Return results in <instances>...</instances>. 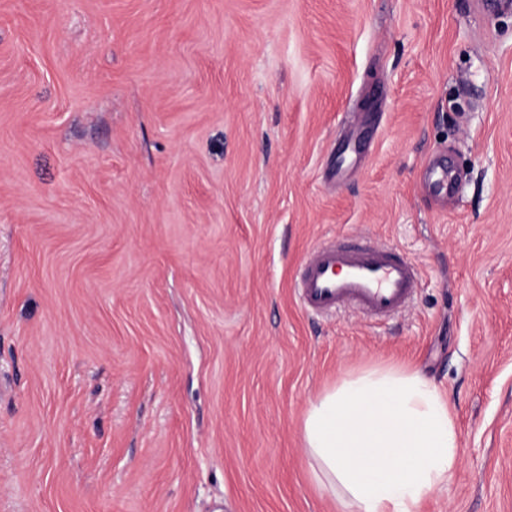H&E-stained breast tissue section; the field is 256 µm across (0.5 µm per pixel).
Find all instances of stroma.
Listing matches in <instances>:
<instances>
[{
    "mask_svg": "<svg viewBox=\"0 0 512 512\" xmlns=\"http://www.w3.org/2000/svg\"><path fill=\"white\" fill-rule=\"evenodd\" d=\"M471 2L0 0V512H357L304 422L392 364L457 428L418 512H512V12ZM357 237L413 304L305 311ZM425 190L444 201H454L460 193L461 184L458 182L454 171L448 168L436 172L425 185Z\"/></svg>",
    "mask_w": 512,
    "mask_h": 512,
    "instance_id": "35a3bbf8",
    "label": "stroma"
}]
</instances>
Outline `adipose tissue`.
Instances as JSON below:
<instances>
[{"label":"adipose tissue","instance_id":"obj_1","mask_svg":"<svg viewBox=\"0 0 512 512\" xmlns=\"http://www.w3.org/2000/svg\"><path fill=\"white\" fill-rule=\"evenodd\" d=\"M304 438L321 475L358 512H415L457 463L448 403L417 369L343 379L311 403Z\"/></svg>","mask_w":512,"mask_h":512}]
</instances>
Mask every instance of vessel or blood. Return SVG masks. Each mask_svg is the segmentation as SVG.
Segmentation results:
<instances>
[{
	"mask_svg": "<svg viewBox=\"0 0 512 512\" xmlns=\"http://www.w3.org/2000/svg\"><path fill=\"white\" fill-rule=\"evenodd\" d=\"M425 189L451 202L461 185L454 171L444 168L430 178ZM419 277L418 266L393 248L365 242L323 243L305 257L297 289L304 310L332 313L352 307L380 319L409 305Z\"/></svg>",
	"mask_w": 512,
	"mask_h": 512,
	"instance_id": "vessel-or-blood-1",
	"label": "vessel or blood"
}]
</instances>
